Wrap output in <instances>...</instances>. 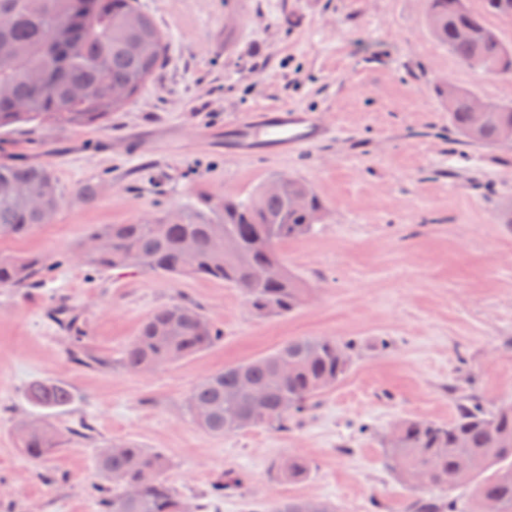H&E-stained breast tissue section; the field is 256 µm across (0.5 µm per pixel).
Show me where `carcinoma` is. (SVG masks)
<instances>
[{"instance_id": "carcinoma-1", "label": "carcinoma", "mask_w": 512, "mask_h": 512, "mask_svg": "<svg viewBox=\"0 0 512 512\" xmlns=\"http://www.w3.org/2000/svg\"><path fill=\"white\" fill-rule=\"evenodd\" d=\"M474 11L468 0H429L432 34L464 66L484 79L512 77V45L486 22L485 15L512 18V0H483ZM468 27L473 34L458 36ZM163 34L137 0H0V129L20 123L85 126L125 107L161 67ZM452 128L468 144L496 145L512 129V104L488 103L484 124L472 126L476 93L453 83L437 88ZM279 191L258 187L242 199L226 195L210 210L177 207L155 224H102L89 231L83 262L95 270L137 269L156 275L197 277L224 282L243 295L257 316H286L298 310L309 292L304 279L288 268L280 246L311 235L315 215L325 205L305 181L279 177ZM303 199L296 208L292 200ZM63 193L44 166L0 162V238H22L52 222ZM239 242L234 256L224 254V233ZM278 263L284 273L256 282L253 267ZM45 269L38 256L0 254V288L31 285ZM221 335L199 307L172 302L155 309L124 351L122 365L135 374L195 356ZM355 344L328 336L288 340L256 359L228 366L195 385L187 399L192 423L216 436L250 428L288 430V420L307 414L317 398L349 371ZM264 395L255 408L252 392ZM28 400L46 410L70 404L66 386L35 380ZM387 442V465L411 486L429 492L412 500L408 512H454L453 502L434 495L480 479L476 512L490 503L512 512V403L492 411L478 402L462 403L446 423L405 418ZM16 445L38 476L51 456L71 441L58 427L33 420L15 430ZM285 483L306 479L312 463L284 454L271 462ZM97 468L107 480L93 485L100 512H186V501L169 482L168 458L130 440L102 447ZM237 479L217 480L207 497L218 502ZM253 512H336L317 499H282L255 504Z\"/></svg>"}]
</instances>
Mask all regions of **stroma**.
I'll list each match as a JSON object with an SVG mask.
<instances>
[{
    "label": "stroma",
    "instance_id": "1",
    "mask_svg": "<svg viewBox=\"0 0 512 512\" xmlns=\"http://www.w3.org/2000/svg\"><path fill=\"white\" fill-rule=\"evenodd\" d=\"M166 38L162 66L120 111L86 127L0 131V162L47 166L64 202L52 223L0 238V253L39 256L41 286L0 288V512H99L89 489L111 441L165 454L188 501L224 473L244 475L219 512L273 498L319 499L339 512H406L418 492L385 464L402 418L448 422L462 399L512 401V144L465 145L436 97L450 81L512 103V80H483L431 34L427 0H139ZM318 111L333 136L298 155L243 158L224 126L254 110ZM288 175L326 213L315 233L282 244L309 296L293 314L253 315L237 289L203 278L97 271L78 258L92 227L151 224L174 207L245 197ZM92 188V202L73 190ZM198 306L223 338L197 356L131 374L122 356L156 308ZM77 316L71 357L55 315ZM332 336L358 351L345 378L287 432L212 436L186 401L205 376L289 339ZM66 385L72 401L31 405L29 382ZM41 419L87 438L35 475L15 427ZM306 457L308 479L273 478L277 454Z\"/></svg>",
    "mask_w": 512,
    "mask_h": 512
}]
</instances>
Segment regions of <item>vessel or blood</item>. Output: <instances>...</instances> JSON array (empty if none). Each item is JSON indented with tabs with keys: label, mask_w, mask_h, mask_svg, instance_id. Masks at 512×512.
Returning <instances> with one entry per match:
<instances>
[{
	"label": "vessel or blood",
	"mask_w": 512,
	"mask_h": 512,
	"mask_svg": "<svg viewBox=\"0 0 512 512\" xmlns=\"http://www.w3.org/2000/svg\"><path fill=\"white\" fill-rule=\"evenodd\" d=\"M328 127L317 112L288 105L244 114L224 127V150L248 158L296 154L322 143Z\"/></svg>",
	"instance_id": "obj_1"
}]
</instances>
